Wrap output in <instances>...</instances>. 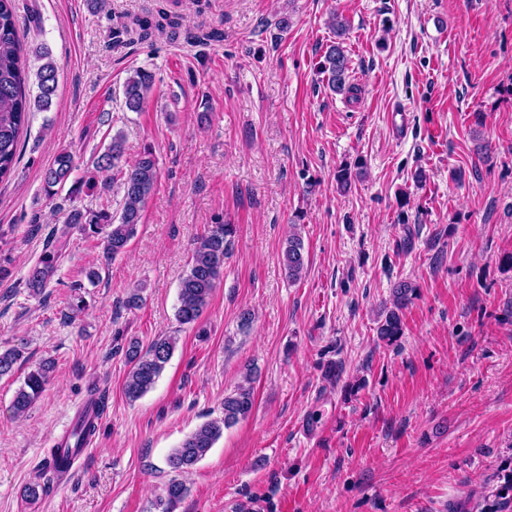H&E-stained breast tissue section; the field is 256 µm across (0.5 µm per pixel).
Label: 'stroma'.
I'll use <instances>...</instances> for the list:
<instances>
[{"label": "stroma", "mask_w": 512, "mask_h": 512, "mask_svg": "<svg viewBox=\"0 0 512 512\" xmlns=\"http://www.w3.org/2000/svg\"><path fill=\"white\" fill-rule=\"evenodd\" d=\"M17 6L23 43L50 49L58 87L0 181V348L28 357L0 379V512H154L168 452L220 415L250 367L251 415L186 475L176 512H483L512 470V0ZM161 8L178 33L113 47V24ZM333 11L349 25L353 99L319 71ZM139 68L155 86L131 112L123 84ZM118 133L126 161L152 147L160 178L137 236L108 261L102 239L67 222L76 207L119 213L120 185L50 198L43 177L63 151L93 176ZM358 160L364 178L339 192L337 169ZM214 224L235 225L234 244L198 327L182 326L179 282ZM293 231L308 258L295 282L282 263ZM54 233L64 246L35 296L23 282ZM401 281L417 296L389 346L376 327ZM76 284L87 308L71 323ZM137 286L143 303L127 309ZM169 334L172 359L130 401L124 341ZM45 359V390L15 416L16 389ZM94 386L99 430L56 474L54 439ZM34 482L43 490L26 500Z\"/></svg>", "instance_id": "obj_1"}]
</instances>
